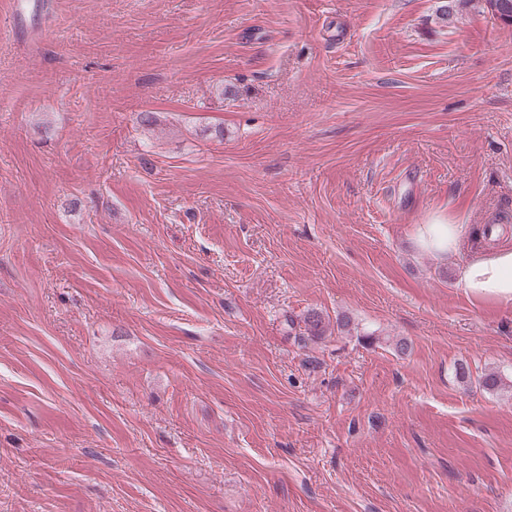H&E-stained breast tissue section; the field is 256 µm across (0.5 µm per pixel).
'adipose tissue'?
I'll return each mask as SVG.
<instances>
[{"label": "adipose tissue", "mask_w": 512, "mask_h": 512, "mask_svg": "<svg viewBox=\"0 0 512 512\" xmlns=\"http://www.w3.org/2000/svg\"><path fill=\"white\" fill-rule=\"evenodd\" d=\"M468 225L455 223L437 214L416 225L413 239L416 248L439 259L468 252V260L459 270L458 285L469 297L480 301L512 303V244L491 249L467 251Z\"/></svg>", "instance_id": "ef3b65f1"}]
</instances>
